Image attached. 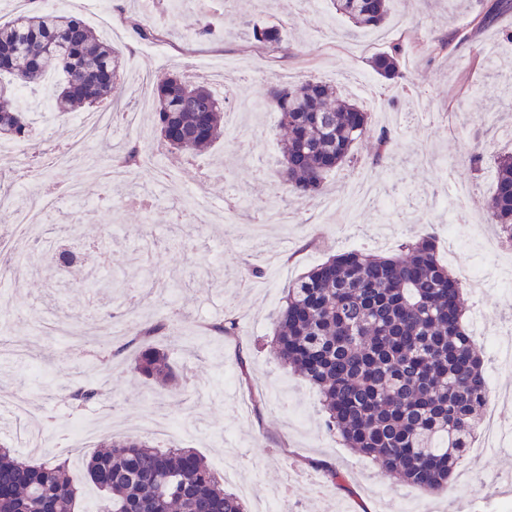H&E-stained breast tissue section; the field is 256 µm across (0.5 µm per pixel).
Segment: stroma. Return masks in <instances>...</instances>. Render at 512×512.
Here are the masks:
<instances>
[{
	"label": "stroma",
	"instance_id": "1",
	"mask_svg": "<svg viewBox=\"0 0 512 512\" xmlns=\"http://www.w3.org/2000/svg\"><path fill=\"white\" fill-rule=\"evenodd\" d=\"M494 2L390 0L381 27L353 33L330 0H209L205 17L212 34L199 38L195 32L204 16L197 0H53L54 9L82 18L119 50L117 93L123 104L136 101L134 71L149 73L156 83L188 73L195 63L205 67L206 85L238 116L235 135L244 150L234 153L224 141L184 158L158 147L151 104L144 109L143 131L124 127L92 136L87 154L101 162L111 144L142 136L155 144L153 164L134 171L136 184L153 195L142 209L121 195L103 193L82 161L32 172L21 156L0 162L16 174L10 196L22 209L47 183L82 184L85 201L50 214L41 231L73 226L70 246L80 251L111 227L107 263L97 271L103 279L120 273L124 283L110 295L68 293L23 264L0 276V339L10 346L0 355V438L24 436L26 425L15 407L25 398L46 418L49 436L84 421L94 434L79 451L59 445L20 450L36 462L46 456L68 461L73 479L83 481L84 463L104 436L133 434L135 422L167 415L182 428L175 445L196 449L214 468L222 458L235 461L239 476L225 481L227 491L240 493L246 483L279 485L288 469L323 482L319 498L311 488L296 489L289 498L293 512H400L407 502L424 503L428 512H495L498 501L512 496V487L495 482L512 472V447L467 453L447 488L434 494L383 478L375 462L326 429L317 389L280 366L269 346L270 317L284 289L330 255L355 244L362 252L387 255L409 236L436 237L444 252L453 236L461 248L448 258L449 269L457 274L472 265L481 273L467 284L466 305L486 320V333L476 342L488 358L489 388L495 394L512 392V369L500 367L492 347L493 340L512 336V286L504 281L512 276V250L498 247L496 227L485 211L495 159L512 151V143L501 138L512 120V94L504 87L512 73V45L500 39L502 28H512V12L486 21ZM134 20L160 30L161 39L138 37L130 26ZM253 23L280 26L281 52L252 44L246 30ZM460 31L465 41L432 53L438 39ZM396 42L407 49L401 70L417 94L391 106L369 60ZM489 52L501 62L495 77L479 65ZM306 80L333 83L339 96L364 105L377 100L374 128L397 134L393 162L372 167L378 143L367 137L353 147L355 163L337 168L325 183L328 197L342 199L356 181L371 179L392 207L362 208L350 225L343 212L323 209L320 201L282 198L277 117L256 106L269 86ZM475 150L484 154L478 172L468 163ZM461 185L468 186L467 194H458ZM202 186L211 208H223L228 195L248 204L231 212L229 223L198 224L185 198ZM456 211L467 214V223H452ZM271 254L279 260L276 270L247 277L248 265L264 264ZM148 281L161 296L141 309V318L180 314L154 342L187 381L186 398L160 391L126 359L108 366L109 391L98 403L72 410L65 394L86 367L84 346L60 335L59 322L96 331L104 313L125 306L127 287ZM230 312L240 320V334L210 335L208 326ZM331 468L344 475V486L327 483Z\"/></svg>",
	"mask_w": 512,
	"mask_h": 512
}]
</instances>
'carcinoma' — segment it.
Listing matches in <instances>:
<instances>
[{
	"mask_svg": "<svg viewBox=\"0 0 512 512\" xmlns=\"http://www.w3.org/2000/svg\"><path fill=\"white\" fill-rule=\"evenodd\" d=\"M389 0H331L357 30L377 28ZM250 39L275 49L283 41L276 25L254 24ZM396 43L371 59L388 88L406 91ZM60 76L52 112L62 117L78 105L92 106L114 94L117 55L75 16L35 10L0 24V139L26 141L31 103L20 90L39 94L44 79ZM155 127L161 141L176 133L177 150L204 151L224 136V101L206 86L172 74L155 90ZM285 131L279 164L286 191L314 199L326 175L350 159L355 142L374 132L371 113L352 100H337L336 86L308 80L280 83L265 97ZM142 149L125 144L110 155L120 169L138 165ZM487 220L512 241V154L498 159ZM433 237L401 244L391 256L343 252L317 264L290 287L272 319L271 350L277 360L314 385L327 427L345 445L378 461L384 476L433 492L448 483L481 425L488 384L483 352L462 326L464 285L437 255ZM113 280L82 279L69 289L110 291ZM169 327L136 318L128 324L141 339L136 371L181 396L165 351L150 337ZM217 336H237L239 319L228 313L211 326ZM122 348L90 353L104 365ZM103 395L96 375L83 373L68 398L82 408ZM0 439V512H75L82 489L66 461L30 463ZM86 463L99 491L100 512H248L224 490L207 460L191 448L157 449L131 436L109 438Z\"/></svg>",
	"mask_w": 512,
	"mask_h": 512,
	"instance_id": "obj_1",
	"label": "carcinoma"
}]
</instances>
